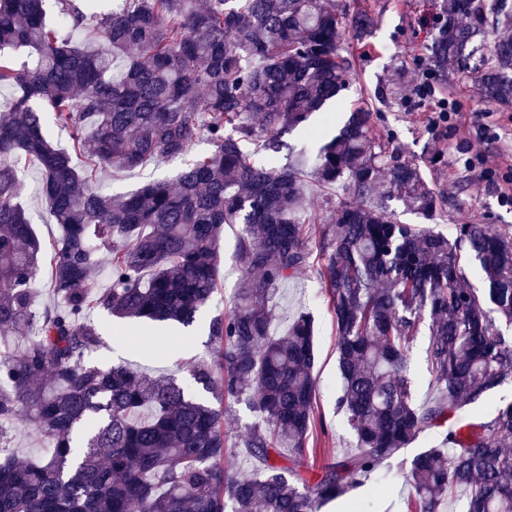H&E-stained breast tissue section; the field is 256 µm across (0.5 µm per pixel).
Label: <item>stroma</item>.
<instances>
[{
    "mask_svg": "<svg viewBox=\"0 0 512 512\" xmlns=\"http://www.w3.org/2000/svg\"><path fill=\"white\" fill-rule=\"evenodd\" d=\"M347 12L369 6L374 16L370 41L364 48L352 32H345L341 46L352 62V80L342 94L341 112H349L359 103L371 105L376 126L391 132L393 145L409 161L422 164L430 185L448 197L444 215L434 226L444 234L455 225L479 221L492 228H512V203L503 201L502 193L512 194V108L487 105L471 81L449 79L436 86L432 99L406 102L397 94L396 85L404 76L414 75L427 64L428 45L435 31L434 17L438 0H337ZM457 104V114L449 130L430 128L428 115L436 100ZM444 154L441 165L429 167L425 161L432 149ZM207 142L197 143L190 156L163 160L132 171L104 170L98 174V188L120 195L138 189L151 180H169L185 167L189 157L208 152ZM483 159L494 171L492 182L479 183L465 167L466 160ZM23 178V202L34 227L44 242L58 235L47 204L41 194L42 173L27 159H17ZM237 226L225 225L221 252V284L218 293L203 312L202 320L186 333L174 332L165 339L145 332L139 344H131L124 330L113 324L102 311L95 312L101 346L92 353V361L101 364L127 362L152 376L171 377L189 383V369L194 360L208 356V325L224 314L230 300L242 284V273L235 258ZM279 329H287L299 311L315 319L318 363L316 399L322 416L309 440L307 465L320 468L324 463L349 452L354 444L343 412L336 408L340 386L337 366L336 330L331 304L316 267L306 268L298 277L281 286L275 297ZM409 489L396 468L380 467L367 487L352 492L348 498L322 508L321 512H351L368 498L381 501L379 512H404Z\"/></svg>",
    "mask_w": 512,
    "mask_h": 512,
    "instance_id": "stroma-1",
    "label": "stroma"
}]
</instances>
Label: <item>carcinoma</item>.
I'll return each mask as SVG.
<instances>
[{
	"mask_svg": "<svg viewBox=\"0 0 512 512\" xmlns=\"http://www.w3.org/2000/svg\"><path fill=\"white\" fill-rule=\"evenodd\" d=\"M0 0V512H320L365 485L423 432L439 444L402 471L408 512H512V230L473 222L449 237L403 224L398 200L428 221L448 197L414 162L389 148L372 108H352L318 150L311 172L284 141L338 103L351 61L341 36L371 33L361 11L336 0ZM443 0L430 46L434 81L453 73L478 83L492 106L512 105V0ZM499 32L491 43L488 30ZM71 150L54 143L47 119ZM212 151L172 182L119 196L95 188L98 171H131ZM262 142L266 159L247 149ZM84 157L80 166L72 155ZM18 157L35 162L57 224L49 287L57 303L36 309L45 245L21 196ZM313 176L343 194L310 210ZM241 226L246 274L232 308L209 324L212 356L192 384L90 360L96 308L121 320L196 325L219 291L224 225ZM319 237L320 277L332 303L340 375L337 408L355 450L298 470L316 427L314 319L302 313L277 333L269 300L310 264ZM110 287L93 275L102 255ZM478 268L485 288L470 286ZM429 316L428 371L437 396L419 404L410 344ZM243 403L255 417L234 442L229 419L201 397ZM21 422L50 452L21 459L3 428ZM293 466L277 461L281 449ZM242 451L252 473L232 472Z\"/></svg>",
	"mask_w": 512,
	"mask_h": 512,
	"instance_id": "cac0c4a2",
	"label": "carcinoma"
}]
</instances>
